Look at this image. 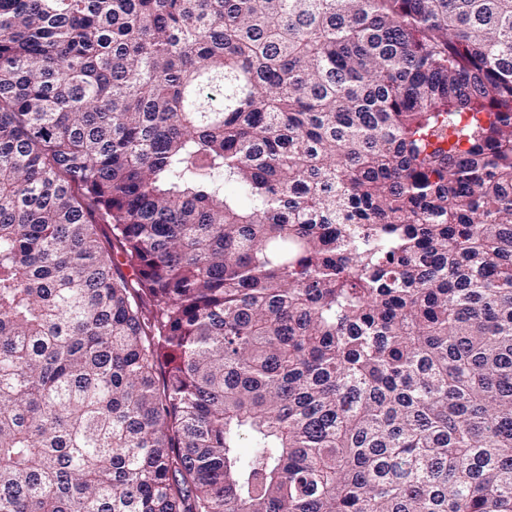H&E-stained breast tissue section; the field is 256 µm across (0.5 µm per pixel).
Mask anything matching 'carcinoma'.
Segmentation results:
<instances>
[{"label": "carcinoma", "instance_id": "cac0c4a2", "mask_svg": "<svg viewBox=\"0 0 512 512\" xmlns=\"http://www.w3.org/2000/svg\"><path fill=\"white\" fill-rule=\"evenodd\" d=\"M0 512H512V0H0Z\"/></svg>", "mask_w": 512, "mask_h": 512}]
</instances>
